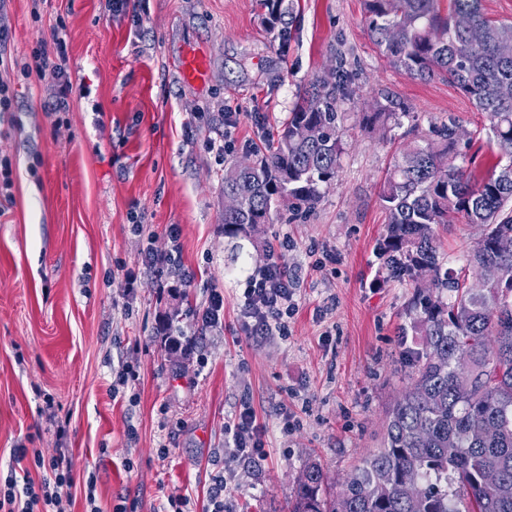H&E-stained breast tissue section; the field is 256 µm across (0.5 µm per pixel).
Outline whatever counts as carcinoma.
I'll use <instances>...</instances> for the list:
<instances>
[{
    "label": "carcinoma",
    "mask_w": 512,
    "mask_h": 512,
    "mask_svg": "<svg viewBox=\"0 0 512 512\" xmlns=\"http://www.w3.org/2000/svg\"><path fill=\"white\" fill-rule=\"evenodd\" d=\"M364 0V22L390 65L410 76L448 79L486 118L498 161L477 178L460 162L458 127L448 122L423 145L409 144L386 174L380 202L386 213L377 244L387 278L415 288L414 322L420 348L411 355L409 387L386 419L380 448L368 453L339 497L327 491L321 465L308 463L290 512H512V254L495 248L512 237V100L499 87L512 84V57L497 48L512 41V22L490 17L483 0ZM270 27L282 23V0H262ZM469 15L484 31L479 43L455 26ZM347 72L332 83L315 79L299 96L277 136L254 149L247 167L224 169V193L245 191L238 210L224 213V235L256 237L273 221L280 202L308 211L335 178L342 154ZM398 121L396 107L364 112L365 130ZM461 218L484 229L467 251L468 266L493 269L497 279L481 295L469 292L466 269L443 268L436 227ZM426 268L422 284L415 270ZM465 353L469 368H457ZM495 471L501 485L483 476ZM418 481L415 497L403 493ZM469 490L468 502L453 490Z\"/></svg>",
    "instance_id": "carcinoma-1"
}]
</instances>
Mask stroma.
<instances>
[{
    "instance_id": "35a3bbf8",
    "label": "stroma",
    "mask_w": 512,
    "mask_h": 512,
    "mask_svg": "<svg viewBox=\"0 0 512 512\" xmlns=\"http://www.w3.org/2000/svg\"><path fill=\"white\" fill-rule=\"evenodd\" d=\"M108 0H8L0 12L8 55L22 58L68 32L67 72L83 87L53 128L52 77L15 92L0 112V479L16 448L65 452L74 475L71 512L120 503L156 512L183 497L203 512L216 475L228 479V512H283L308 461L330 492L379 448L389 411L408 384L414 290L388 279L376 247L388 167L411 141L448 120L474 132L472 166L496 161L487 121L440 76L393 68L371 40L362 0H285L292 32L281 45L260 0H142L139 15ZM209 61L204 85L180 74L187 48ZM344 66L351 94L336 177L305 217L280 205L261 247L224 235V167L249 158L310 83ZM393 100L399 124L362 130L357 113ZM235 123H224L225 113ZM226 139L223 161L209 153ZM144 213L135 229L132 212ZM181 229L179 274L140 266L148 242L169 248ZM479 227L438 226L441 260L458 269ZM280 252L295 283L284 336H250L243 282ZM139 272L123 296L120 270ZM224 294L222 327L199 331L211 290ZM194 347L174 363L163 319ZM129 363L120 389L112 372ZM251 406L264 447L234 461L225 428ZM95 479V499L86 484Z\"/></svg>"
}]
</instances>
